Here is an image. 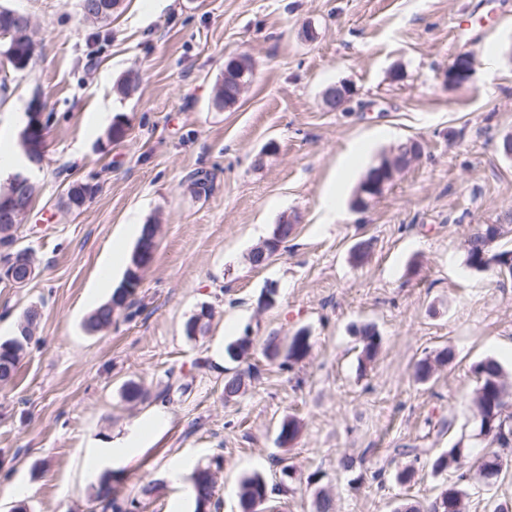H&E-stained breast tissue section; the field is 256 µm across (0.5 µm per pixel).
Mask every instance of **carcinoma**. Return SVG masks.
Wrapping results in <instances>:
<instances>
[{
  "label": "carcinoma",
  "mask_w": 512,
  "mask_h": 512,
  "mask_svg": "<svg viewBox=\"0 0 512 512\" xmlns=\"http://www.w3.org/2000/svg\"><path fill=\"white\" fill-rule=\"evenodd\" d=\"M35 56L28 46H17L14 56L6 57L7 62L17 72L24 71ZM251 77V64L245 57L229 60L224 74L217 83L214 93V104L219 108L234 105L238 101L239 88L248 83ZM352 91L346 85L337 89L336 93L326 99L324 104L333 111L351 99ZM420 143L407 139L390 150L392 158L385 166L371 167L357 186L351 206L356 210H365L382 195L389 184L390 165L408 164ZM93 195L92 190L78 184L67 193L65 204L68 208L79 209L86 199ZM512 233V224H478L465 239L466 262L479 271H491L498 275L512 277V247L507 248L501 241ZM136 292L134 288H118L111 299L95 309L85 321L89 332H101L112 326L116 311L127 307L130 297ZM41 321V313L35 306L28 307L17 325L13 336L0 341V384L11 383L17 374L18 367L32 343ZM361 343L359 363L366 368L376 357L381 339L374 326L363 325L356 330ZM251 340L242 336L230 343L226 348L229 359L240 360L248 354ZM311 350L308 334L301 329L291 336L286 349L271 340L266 346L265 355L270 360L284 357L290 363L304 360ZM454 358L451 349L438 352L434 357L420 361L415 368V377L421 382L429 380L437 367L449 363ZM472 372L477 385L471 397V406L478 428L487 435V446L491 451L476 458L475 471L494 470L498 475L502 472L505 458L501 451L512 448V381L509 380L501 363L486 357L472 365ZM245 385V375L240 372L228 373L224 376V398L230 399L238 395ZM300 433L298 421L290 418L281 425L278 440L282 444L294 442ZM469 453L468 446L459 440L451 447L444 449L430 460L432 472L436 475L455 472L459 469L461 459ZM221 467V457L212 458L205 466H196L192 476V491L195 500V512H208L216 495L214 469ZM469 480L465 473L456 479L446 481L436 496L425 503H406L397 507L395 512H467L469 498ZM269 487L265 479L253 473L241 479L238 490L239 512H254V504L269 497Z\"/></svg>",
  "instance_id": "cac0c4a2"
}]
</instances>
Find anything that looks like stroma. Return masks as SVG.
I'll use <instances>...</instances> for the list:
<instances>
[{"label":"stroma","mask_w":512,"mask_h":512,"mask_svg":"<svg viewBox=\"0 0 512 512\" xmlns=\"http://www.w3.org/2000/svg\"><path fill=\"white\" fill-rule=\"evenodd\" d=\"M30 21L41 54L22 73L0 66V154L20 150L32 99L49 118L39 192L18 234L40 263L23 288L0 284V338L32 305L42 312L14 383L0 388V512H102L91 439L142 424L132 460L112 462V488L134 512H195L188 473L223 458L220 501L237 512L240 480L261 474L273 512H314L330 493L336 512H393L443 483L427 457L474 432L472 365L498 359L512 375V277L470 268L464 240L512 213V0H121L110 24L84 20L80 0H0ZM313 26L314 40L300 36ZM472 52L464 86L444 83L449 61ZM253 63L232 106L213 104L230 58ZM130 94L117 84L128 71ZM347 83V111L325 90ZM122 119L125 138L107 129ZM418 140L421 158L363 212L353 193L381 153ZM213 176L209 193L192 175ZM96 185L83 208L65 200ZM295 232L272 263L249 261L283 216ZM158 223L153 262L110 329L91 334L101 268L129 224ZM370 240L364 264L352 247ZM277 302L262 306L265 288ZM212 316L190 338L185 322ZM381 348L359 369L357 327ZM307 330L311 351L288 366L264 355L270 338ZM250 335L248 358L227 343ZM453 361L428 381L418 361L442 349ZM247 372L224 397V369ZM147 400H126L128 382ZM185 392L161 398L166 385ZM301 433L280 446L279 428ZM350 468L339 465L341 457ZM413 466L401 485L395 473ZM290 467L292 479L282 469ZM157 490L141 496V486Z\"/></svg>","instance_id":"1"}]
</instances>
